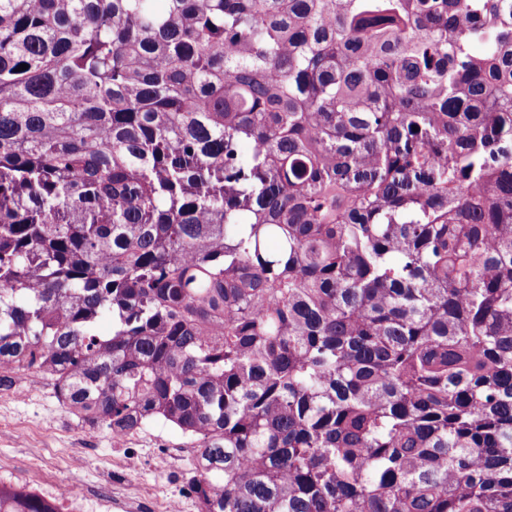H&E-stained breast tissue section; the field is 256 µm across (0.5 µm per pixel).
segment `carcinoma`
<instances>
[{
    "label": "carcinoma",
    "mask_w": 512,
    "mask_h": 512,
    "mask_svg": "<svg viewBox=\"0 0 512 512\" xmlns=\"http://www.w3.org/2000/svg\"><path fill=\"white\" fill-rule=\"evenodd\" d=\"M25 367L199 512H512V0H0Z\"/></svg>",
    "instance_id": "cac0c4a2"
}]
</instances>
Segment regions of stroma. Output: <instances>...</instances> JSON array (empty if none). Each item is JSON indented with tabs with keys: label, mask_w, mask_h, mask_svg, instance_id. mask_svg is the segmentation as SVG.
Returning <instances> with one entry per match:
<instances>
[{
	"label": "stroma",
	"mask_w": 512,
	"mask_h": 512,
	"mask_svg": "<svg viewBox=\"0 0 512 512\" xmlns=\"http://www.w3.org/2000/svg\"><path fill=\"white\" fill-rule=\"evenodd\" d=\"M189 439L178 428L154 421L131 437L129 453L134 469L123 471L114 464L119 450L109 429L92 425L69 414L49 381L15 396L0 389V460L26 459L30 451L41 455V470L49 477L79 483L85 489H111L134 500L137 512H160L163 499L173 497L186 484L184 466L164 467L154 461L157 449L179 452Z\"/></svg>",
	"instance_id": "stroma-1"
}]
</instances>
